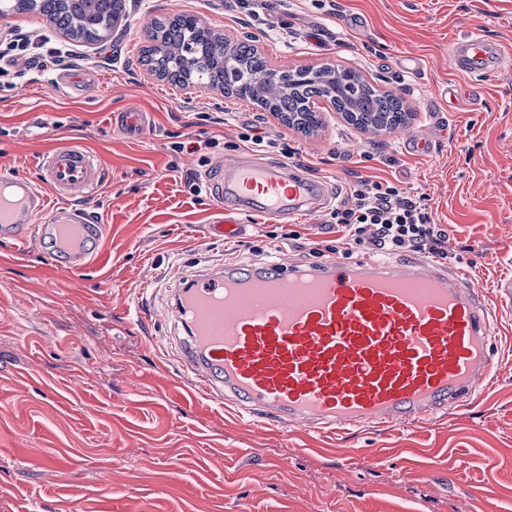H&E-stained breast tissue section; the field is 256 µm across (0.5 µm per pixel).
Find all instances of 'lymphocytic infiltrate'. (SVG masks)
<instances>
[{
  "mask_svg": "<svg viewBox=\"0 0 512 512\" xmlns=\"http://www.w3.org/2000/svg\"><path fill=\"white\" fill-rule=\"evenodd\" d=\"M328 222L349 249L377 253L420 252L447 259L448 235L435 224L420 197L395 184L361 182L332 208Z\"/></svg>",
  "mask_w": 512,
  "mask_h": 512,
  "instance_id": "obj_1",
  "label": "lymphocytic infiltrate"
}]
</instances>
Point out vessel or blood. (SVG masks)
Instances as JSON below:
<instances>
[{"label":"vessel or blood","mask_w":512,"mask_h":512,"mask_svg":"<svg viewBox=\"0 0 512 512\" xmlns=\"http://www.w3.org/2000/svg\"><path fill=\"white\" fill-rule=\"evenodd\" d=\"M450 56L478 80L512 65V51L478 29ZM38 169L35 183L0 177V237L55 239L58 270L82 268L101 227L68 202L99 191L101 163L61 143L40 154ZM206 184L224 208L203 229L212 240L243 236L242 210L288 223L328 203L321 181L249 155L218 162ZM39 214L45 223H34ZM171 310L184 330L170 343L182 376L262 425L344 432L428 419L464 405L493 365V308L482 294L461 274L381 256L228 262L177 289Z\"/></svg>","instance_id":"1"}]
</instances>
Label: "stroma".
<instances>
[{
	"label": "stroma",
	"mask_w": 512,
	"mask_h": 512,
	"mask_svg": "<svg viewBox=\"0 0 512 512\" xmlns=\"http://www.w3.org/2000/svg\"><path fill=\"white\" fill-rule=\"evenodd\" d=\"M128 0V23L91 45L35 11L0 17L17 35L65 49L42 71L17 61L0 77V173L38 180L36 160L69 142L96 153L105 179L73 208L100 224L99 252L61 272L48 244L0 238V512H512V306H500L490 378L460 408L416 423L336 435L239 420L179 376L164 309L181 274L235 260L319 261L336 239L325 213L293 224L239 217L242 239L203 238L219 215L187 178L245 153L242 135L275 140L261 161L290 158L342 199L360 180L424 197L448 234V269L489 302L512 281V72L474 82L449 46L479 28L512 46V0ZM191 14L232 43L255 39L269 66L332 59L397 88L408 125L373 135L335 111L311 135L219 90L188 91L142 64L154 19ZM360 17L362 27L343 21ZM420 70L400 71L402 55ZM456 87L455 107L436 99ZM149 113L132 137L114 114ZM427 139L414 151L407 136ZM195 151L174 152L173 143ZM302 239H286L289 230Z\"/></svg>",
	"instance_id": "1"
}]
</instances>
